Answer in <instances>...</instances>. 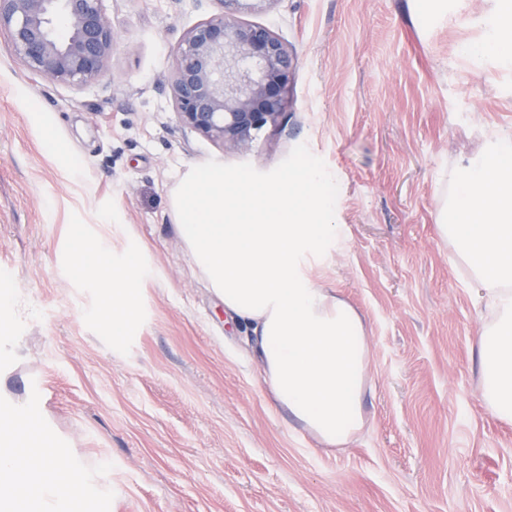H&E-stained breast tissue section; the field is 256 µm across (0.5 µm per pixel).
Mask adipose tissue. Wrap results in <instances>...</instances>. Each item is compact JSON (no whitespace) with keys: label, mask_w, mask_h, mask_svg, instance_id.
I'll return each instance as SVG.
<instances>
[{"label":"adipose tissue","mask_w":512,"mask_h":512,"mask_svg":"<svg viewBox=\"0 0 512 512\" xmlns=\"http://www.w3.org/2000/svg\"><path fill=\"white\" fill-rule=\"evenodd\" d=\"M194 265L246 331L274 398L322 444L342 447L363 425L370 363L364 320L311 273L341 236L336 185L318 165L261 178L215 164L187 170L170 197ZM441 237L483 289L476 337L486 408L512 422V133L462 164L438 205ZM112 333L136 313L135 264L97 260ZM26 405L0 410V512H57L97 496L58 455Z\"/></svg>","instance_id":"1"}]
</instances>
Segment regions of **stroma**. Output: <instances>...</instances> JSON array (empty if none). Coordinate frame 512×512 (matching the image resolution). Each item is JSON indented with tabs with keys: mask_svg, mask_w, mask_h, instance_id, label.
<instances>
[{
	"mask_svg": "<svg viewBox=\"0 0 512 512\" xmlns=\"http://www.w3.org/2000/svg\"><path fill=\"white\" fill-rule=\"evenodd\" d=\"M119 33L81 88L34 77L0 35V406L41 418L104 494L84 512H512V423L484 406L486 314L437 203L512 132V64L482 52L493 0H267L238 14L295 57L292 107L242 154L181 127L162 79L218 0H102ZM310 158L345 229L321 274L365 319L364 424L324 447L273 400L243 329L170 210L189 169L259 176ZM135 259L120 340L78 245Z\"/></svg>",
	"mask_w": 512,
	"mask_h": 512,
	"instance_id": "1",
	"label": "stroma"
}]
</instances>
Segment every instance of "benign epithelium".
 <instances>
[{"instance_id":"1","label":"benign epithelium","mask_w":512,"mask_h":512,"mask_svg":"<svg viewBox=\"0 0 512 512\" xmlns=\"http://www.w3.org/2000/svg\"><path fill=\"white\" fill-rule=\"evenodd\" d=\"M222 12L182 37L167 77L180 125L237 152L279 126L292 98V51L269 28L236 14L268 0H220ZM64 20V32L54 25ZM40 80L82 87L106 70L118 40L102 0H0V31Z\"/></svg>"}]
</instances>
